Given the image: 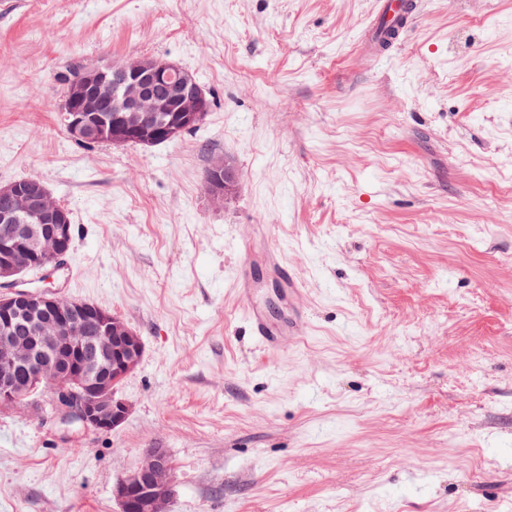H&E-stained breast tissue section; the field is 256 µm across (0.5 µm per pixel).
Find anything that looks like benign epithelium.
<instances>
[{"mask_svg": "<svg viewBox=\"0 0 512 512\" xmlns=\"http://www.w3.org/2000/svg\"><path fill=\"white\" fill-rule=\"evenodd\" d=\"M207 95L194 76L160 58L89 66L68 86L60 112L76 141L152 147L197 127ZM238 172L224 158L206 184L221 204L236 189ZM68 212L38 178L0 185V281L60 262L70 249ZM141 336L120 316L88 302L38 289L0 296V409L29 407L50 389L64 421L111 431L131 405L118 384L139 365ZM174 465L164 448H148L112 486L120 512H169Z\"/></svg>", "mask_w": 512, "mask_h": 512, "instance_id": "7a95c632", "label": "benign epithelium"}]
</instances>
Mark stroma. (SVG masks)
Instances as JSON below:
<instances>
[{
    "label": "stroma",
    "mask_w": 512,
    "mask_h": 512,
    "mask_svg": "<svg viewBox=\"0 0 512 512\" xmlns=\"http://www.w3.org/2000/svg\"><path fill=\"white\" fill-rule=\"evenodd\" d=\"M419 4L372 56L377 0H0V185L39 178L73 224L24 282L144 342L115 430L47 389L0 410V512H119L154 447L170 512H512V0ZM140 56L196 76L204 124L72 140L74 67ZM218 157L240 175L221 205ZM246 260L302 335L254 342ZM238 172L234 164L224 157L216 159L207 172L206 184L215 203H224L236 189Z\"/></svg>",
    "instance_id": "1"
}]
</instances>
